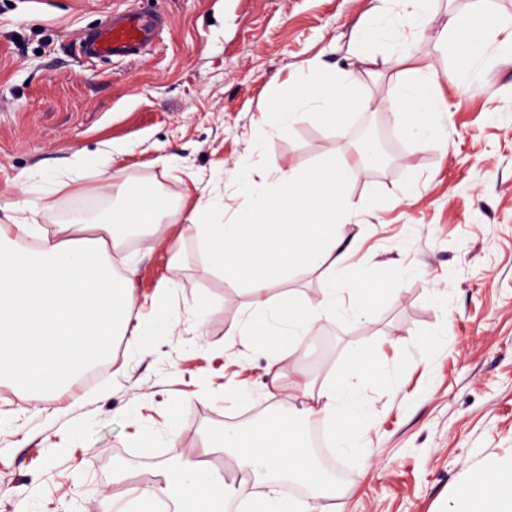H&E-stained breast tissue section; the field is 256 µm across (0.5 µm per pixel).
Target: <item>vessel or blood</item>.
Listing matches in <instances>:
<instances>
[{"label":"vessel or blood","instance_id":"vessel-or-blood-1","mask_svg":"<svg viewBox=\"0 0 512 512\" xmlns=\"http://www.w3.org/2000/svg\"><path fill=\"white\" fill-rule=\"evenodd\" d=\"M159 27L157 17L139 11H126L86 36L80 48L83 55L91 60L124 57L150 47Z\"/></svg>","mask_w":512,"mask_h":512}]
</instances>
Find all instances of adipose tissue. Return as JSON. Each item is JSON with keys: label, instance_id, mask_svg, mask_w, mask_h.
<instances>
[{"label": "adipose tissue", "instance_id": "adipose-tissue-1", "mask_svg": "<svg viewBox=\"0 0 512 512\" xmlns=\"http://www.w3.org/2000/svg\"><path fill=\"white\" fill-rule=\"evenodd\" d=\"M429 2L386 0L358 36L360 44L388 49L391 61L400 65L398 89L386 109L411 140L441 135L433 120L444 110L439 75L433 66L415 65L403 25L407 19L428 25L433 19ZM445 26L461 48L459 70L471 76L478 74L491 45L502 38L512 41L511 18L453 14ZM366 105L345 77L315 75L289 87L275 112V126H290L304 110L336 125L344 113ZM103 190L123 204L95 222L75 219L51 231L36 224H0V387L34 396L53 393L71 382L84 364L108 354L117 339L135 348L144 337L166 334L168 318L160 310L150 320L129 326L132 279L116 277L110 261L131 227H152L159 214L183 221V235L197 241L219 273L249 285L247 314L227 333L247 348L263 337L274 338L268 349L271 379L259 394L266 400L281 393L280 366L292 359L294 338L309 335L318 322L361 315L378 294L397 289L396 282L378 285L352 273L350 252L340 243L355 207L335 164L281 172L274 184L252 194L249 206L230 224L202 223L198 212L183 213L158 193H131L122 183H105ZM29 237L37 239L36 247H25ZM299 263L324 268L326 286L315 296L292 301L285 314L268 290ZM372 377L390 380L394 374L364 355L339 379L295 385L298 404L253 421L248 431L222 435L220 445L236 462V478L225 479L189 455L154 471L130 494L124 512H155L163 502L171 503L172 512H226L232 502L239 503L242 512H330L336 481L319 469L308 429L314 420L325 421L339 455L368 462L361 387ZM268 476L305 486L306 497L256 494L255 485ZM452 512H512V462L459 485Z\"/></svg>", "mask_w": 512, "mask_h": 512}]
</instances>
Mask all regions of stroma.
<instances>
[{"label": "stroma", "mask_w": 512, "mask_h": 512, "mask_svg": "<svg viewBox=\"0 0 512 512\" xmlns=\"http://www.w3.org/2000/svg\"><path fill=\"white\" fill-rule=\"evenodd\" d=\"M376 0H0V221L53 229L95 195L106 156L129 189L202 207L232 222L278 171L353 161L378 122L388 158L345 171L356 207L347 236L375 282L398 280L355 319L322 322L295 342L282 385H319L367 351L394 367L363 387L369 463L344 458L335 512H450L462 480L512 459V50L495 47L480 79L443 81L442 138H405L385 105L397 68L360 60L353 38ZM138 9L166 26L148 54L86 61L82 36ZM410 27L415 57L456 67L439 44L447 13L474 0H433ZM348 75L369 102L342 130L297 115L258 129L288 85ZM69 186L58 189L57 184ZM135 226L113 253L136 271L131 320L169 313L167 335L116 341L103 377L60 396L0 388V512H101L141 475L174 464L224 428H245L232 386L262 391L267 352L227 328L250 294L218 274L198 244ZM178 244L180 258L169 247Z\"/></svg>", "instance_id": "obj_1"}]
</instances>
